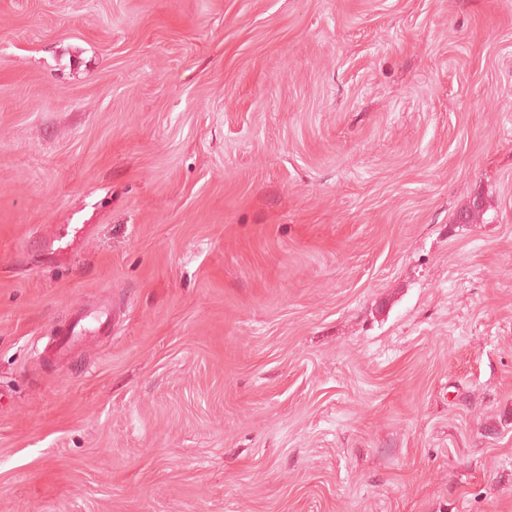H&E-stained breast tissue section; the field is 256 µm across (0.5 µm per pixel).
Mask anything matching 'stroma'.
<instances>
[{"label":"stroma","mask_w":512,"mask_h":512,"mask_svg":"<svg viewBox=\"0 0 512 512\" xmlns=\"http://www.w3.org/2000/svg\"><path fill=\"white\" fill-rule=\"evenodd\" d=\"M0 512H512V0H0ZM89 324L94 327L91 328ZM100 331L109 333L112 331V316L109 307L101 305L92 310L76 313L72 320L58 333L54 357L56 359L67 357L86 336Z\"/></svg>","instance_id":"obj_1"}]
</instances>
